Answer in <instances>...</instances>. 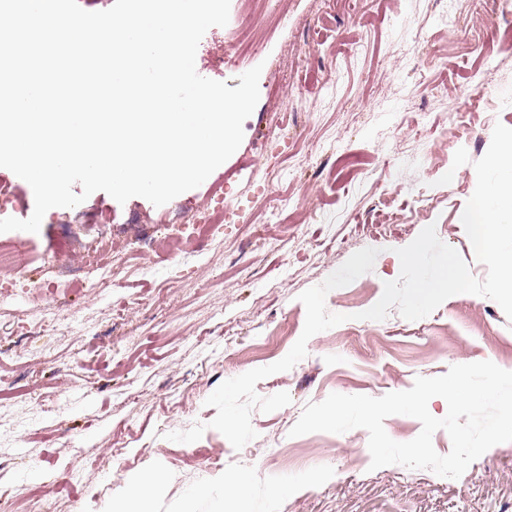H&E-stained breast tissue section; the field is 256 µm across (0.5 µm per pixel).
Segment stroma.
Here are the masks:
<instances>
[{
    "label": "stroma",
    "instance_id": "1",
    "mask_svg": "<svg viewBox=\"0 0 512 512\" xmlns=\"http://www.w3.org/2000/svg\"><path fill=\"white\" fill-rule=\"evenodd\" d=\"M248 0L210 28L203 77L239 86L261 66L259 101L235 153L199 187L157 207L98 191L54 208L39 232L0 233L22 259L0 283V488L37 494L46 512H105L146 470L167 473L149 512H176L196 486L245 477L250 512H512V442L456 479L399 465L370 470L369 435L289 431L329 394L380 397L456 364L512 370V321L489 298L458 294L408 321L358 319L401 272L397 255L426 227L477 279L460 213L495 124L512 128V0H286L258 50ZM222 194L235 221L194 252L185 221ZM150 248L136 249L141 237ZM371 272L326 296L348 320L315 334L292 369L256 385L288 406L252 414L234 449L207 397L226 379L282 359L306 318L298 296L352 254ZM115 275L91 289L101 271ZM206 424L193 443L167 433ZM39 479H31V470Z\"/></svg>",
    "mask_w": 512,
    "mask_h": 512
}]
</instances>
